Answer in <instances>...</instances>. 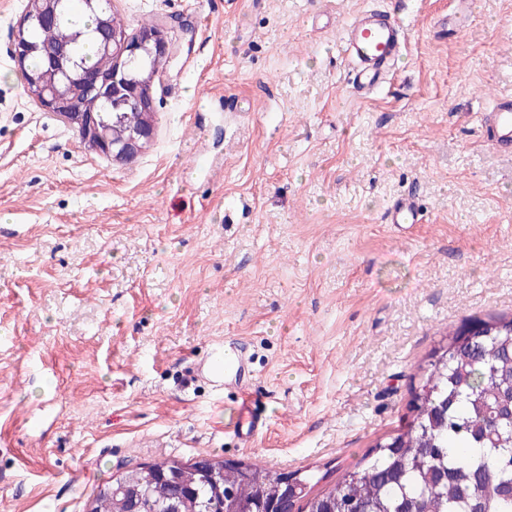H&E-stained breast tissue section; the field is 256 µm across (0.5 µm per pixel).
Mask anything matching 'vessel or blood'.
<instances>
[{"label": "vessel or blood", "mask_w": 512, "mask_h": 512, "mask_svg": "<svg viewBox=\"0 0 512 512\" xmlns=\"http://www.w3.org/2000/svg\"><path fill=\"white\" fill-rule=\"evenodd\" d=\"M344 56L351 69L350 87L354 93L375 91L395 74V63L406 44L404 28L395 12L366 10L343 30ZM485 134L498 152L512 154V94L495 95L481 117ZM423 217L421 204L413 195L397 199L387 209L390 224H417ZM251 371L250 361L238 347L216 346L210 363L204 364L200 376L212 388L240 385Z\"/></svg>", "instance_id": "obj_1"}]
</instances>
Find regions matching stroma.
I'll return each instance as SVG.
<instances>
[{
  "instance_id": "35a3bbf8",
  "label": "stroma",
  "mask_w": 512,
  "mask_h": 512,
  "mask_svg": "<svg viewBox=\"0 0 512 512\" xmlns=\"http://www.w3.org/2000/svg\"><path fill=\"white\" fill-rule=\"evenodd\" d=\"M392 0H112L176 52L132 162L80 144L12 55L0 0V512H84L112 475L216 455L336 481L408 411L446 327L512 314V0H404L396 74L348 85L344 23ZM416 189L409 233L385 211ZM243 344L256 412L198 380ZM481 115V124L485 134L498 152L512 154V94L500 92L493 98L491 105Z\"/></svg>"
}]
</instances>
